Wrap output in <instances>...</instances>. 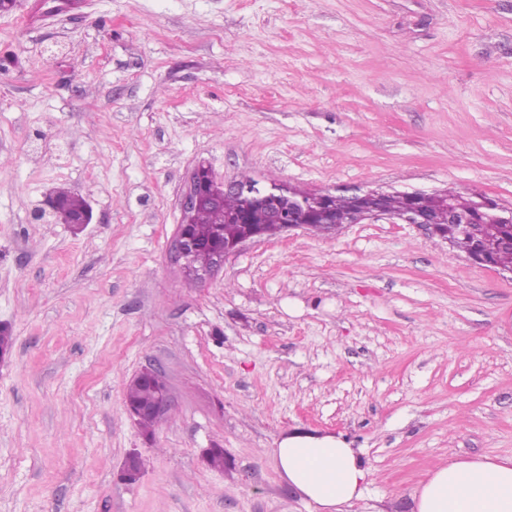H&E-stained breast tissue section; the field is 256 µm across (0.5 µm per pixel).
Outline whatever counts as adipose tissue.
<instances>
[{
    "mask_svg": "<svg viewBox=\"0 0 512 512\" xmlns=\"http://www.w3.org/2000/svg\"><path fill=\"white\" fill-rule=\"evenodd\" d=\"M277 472L316 512H348L369 476L341 437L294 434L273 449ZM412 512H512V457L476 456L435 469L415 491Z\"/></svg>",
    "mask_w": 512,
    "mask_h": 512,
    "instance_id": "obj_1",
    "label": "adipose tissue"
}]
</instances>
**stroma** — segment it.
Returning a JSON list of instances; mask_svg holds the SVG:
<instances>
[{
	"mask_svg": "<svg viewBox=\"0 0 512 512\" xmlns=\"http://www.w3.org/2000/svg\"><path fill=\"white\" fill-rule=\"evenodd\" d=\"M0 512H314L271 455L340 436L351 512L512 457V274L409 224L172 253L198 162L311 192L512 207V0H74L0 13ZM65 189L82 232L32 212ZM173 396L144 433L130 379ZM224 451L223 469L205 452ZM140 452V480H121ZM134 380L141 383H148L156 388L155 390V398L151 404L144 406L142 408H136L126 405L127 412L130 417L135 418L136 420L142 414H150L154 416L156 419H162L165 415L169 413L172 407V396L169 389V386L165 380V378L159 373L158 370L146 367L141 369L138 373L133 377ZM138 421V425L144 431H152L154 426L158 421L152 418H140Z\"/></svg>",
	"mask_w": 512,
	"mask_h": 512,
	"instance_id": "1",
	"label": "stroma"
}]
</instances>
